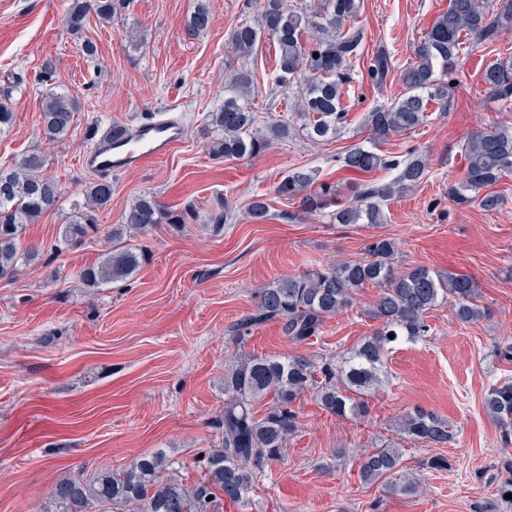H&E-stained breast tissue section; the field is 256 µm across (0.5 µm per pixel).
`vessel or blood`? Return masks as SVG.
<instances>
[{
    "instance_id": "1",
    "label": "vessel or blood",
    "mask_w": 512,
    "mask_h": 512,
    "mask_svg": "<svg viewBox=\"0 0 512 512\" xmlns=\"http://www.w3.org/2000/svg\"><path fill=\"white\" fill-rule=\"evenodd\" d=\"M183 138V127L172 119H144L97 142L82 155L81 163L101 176L135 170L167 157Z\"/></svg>"
}]
</instances>
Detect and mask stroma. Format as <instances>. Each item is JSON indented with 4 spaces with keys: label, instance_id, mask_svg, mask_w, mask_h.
Returning <instances> with one entry per match:
<instances>
[{
    "label": "stroma",
    "instance_id": "stroma-1",
    "mask_svg": "<svg viewBox=\"0 0 512 512\" xmlns=\"http://www.w3.org/2000/svg\"><path fill=\"white\" fill-rule=\"evenodd\" d=\"M70 2L0 0V99L14 111L11 131L0 136V167L41 152L44 172L63 190L56 208L20 236L21 247L44 248L42 263L20 264L14 278L0 279V512H45L58 479L122 469L159 449L171 472L196 480L201 450L221 439L224 374L240 356L342 358L377 328L368 315L377 290L356 294L348 311L301 343L277 321L242 337L236 324L254 312L269 283L362 257L376 235L395 241L403 266L472 276L491 318L462 326L450 306L433 310L427 336L386 355L385 380L369 396L365 418H336L313 392L304 393L294 406L298 432L282 458L265 466L246 500L221 502L219 512H512L504 492L512 485V444L502 443L483 408L489 386L512 377V175L494 187L503 198L497 210L461 207L448 197L465 173L464 140L479 129L512 126V112L500 111L480 82L483 67L512 57V30L465 54L449 110L431 104L421 126L375 144L366 115L403 87L397 74L373 87L367 56L385 46L397 73L403 70L448 0H362L356 24L365 42L352 63L346 122L337 138L315 141L288 110L295 90L274 83L275 40L262 36L246 63L229 41L238 20L256 17L260 0H210L212 25L201 35L186 28L195 0H130L112 22L90 17L84 34L97 46L91 58L67 32ZM244 63L257 77L249 105L260 124L283 120L291 133L258 156L217 160L207 148L209 114L224 102L226 76ZM64 91L77 101L75 126L51 145L40 134L41 104ZM161 107L183 123L181 144L145 168L113 175L98 234L53 251L86 204L93 175L81 168V154L110 124ZM355 146L386 156L415 148L428 157L426 180L389 202L384 224H339L328 212L308 214L274 194L298 167L347 190L356 176L340 159ZM146 191L165 206L189 209L193 223L132 235L144 255L132 279L87 287L80 272L111 252L109 232ZM257 194L271 212L261 224L247 214ZM217 213L224 216L219 227L211 220ZM415 408L447 419L453 442L436 449L399 440L397 421ZM382 444L399 446L400 472L363 482L361 457ZM437 454L447 457L448 469L427 467ZM409 473L421 484L412 497L398 490Z\"/></svg>",
    "mask_w": 512,
    "mask_h": 512
}]
</instances>
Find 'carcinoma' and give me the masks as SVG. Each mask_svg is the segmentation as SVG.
Masks as SVG:
<instances>
[{
    "label": "carcinoma",
    "mask_w": 512,
    "mask_h": 512,
    "mask_svg": "<svg viewBox=\"0 0 512 512\" xmlns=\"http://www.w3.org/2000/svg\"><path fill=\"white\" fill-rule=\"evenodd\" d=\"M124 0H72L66 16L69 34L87 56L96 47L83 39L90 15L110 22ZM361 0H323L321 12L311 15L301 8H285L283 0H263L259 19H243L230 32L232 48L245 59L254 54L264 33L278 46L279 86L301 88L288 103L312 138L334 135L344 124L343 98L355 92L351 60L359 54L364 30L352 24ZM212 14L207 0H197L187 25L205 32ZM512 26V0H448V9L433 22L414 47V61L400 72L404 92L387 106L367 115L371 139L376 142L419 127L428 103L451 106V88L465 45H493ZM315 28L320 37L303 42L302 36ZM319 57H314V54ZM441 67L448 80L436 76ZM391 53L378 47L368 64V77L375 87L387 85L392 71ZM481 83L502 111L512 112V59L483 68ZM254 86V73L242 65L233 71L224 99L210 114L215 137L209 153L220 158L256 156L275 138L288 134L284 125L274 124L267 133H251L254 112L239 98ZM77 105L64 93H52L41 105V132L53 143L65 140L74 124ZM465 173L462 181L448 187V197L458 205L476 204L493 211L501 196L488 191L512 174V126L476 131L462 146ZM342 167L358 174L379 169L395 172L389 182L363 179L353 183L352 197L340 199L338 186L317 183L315 173L297 169L288 172L275 186V193L288 199L300 198L303 209L321 212L332 209L338 224H382L384 206L396 194L415 188L429 173L428 160L413 148L401 156L384 157L355 147L342 158ZM42 157L32 152L13 169H0V279L14 275L21 262L37 260L38 248L19 251L23 226L36 223L59 200V183L42 171ZM87 205L74 223L66 226L54 250L78 245L97 229V211L112 201V181L89 183ZM248 216L254 223L269 219V205L261 195L253 197ZM191 213L171 210L148 192L141 194L122 215V224L112 229L117 239L128 232L143 233L155 224H187ZM395 243L380 236L365 245V256L324 268L312 267L297 276L285 277L263 289L256 313L237 325L242 336L249 328L271 320L283 321V332L301 343L319 333L325 321L341 314L354 303V294L368 286L379 289L369 316L379 327L336 364H318L303 355H245L224 377V409L221 443L201 451L203 476L188 485L176 474H166L165 455L155 452L133 461L115 473L101 471L86 479L67 476L51 487L55 512H215L218 499L243 500L264 466L282 457L288 441L297 432L298 416L293 409L307 390H316L321 405L341 419H361L369 413L365 395L378 389L384 354L401 340L416 341L428 333L427 314L450 304L457 322L475 324L489 316L477 302V285L465 275L441 274L423 266L400 269L394 264ZM140 266V254L127 246L109 253L98 265L80 272L88 287L126 282ZM270 406L257 415L259 402ZM484 409L500 427L502 438L512 441V378L491 385L484 395ZM399 433L413 443L440 448L453 441L448 422L441 417L414 410L399 420ZM401 462L399 449L383 445L364 455L360 465L366 482L395 474Z\"/></svg>",
    "instance_id": "carcinoma-1"
}]
</instances>
